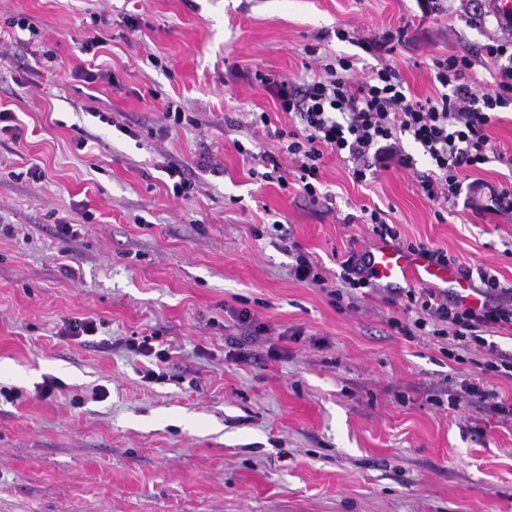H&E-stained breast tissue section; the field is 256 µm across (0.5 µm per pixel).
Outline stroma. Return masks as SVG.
Wrapping results in <instances>:
<instances>
[{"instance_id":"1","label":"stroma","mask_w":512,"mask_h":512,"mask_svg":"<svg viewBox=\"0 0 512 512\" xmlns=\"http://www.w3.org/2000/svg\"><path fill=\"white\" fill-rule=\"evenodd\" d=\"M499 37L484 0H0V386L22 394L0 401V512H512V422L448 402L470 381L510 405L512 379L391 328L416 280L328 294L378 242L366 208L512 284V213L485 209L512 185V105L454 208L423 194L408 140L412 167L362 182L324 152L312 198L254 78L299 84L344 56L354 79L388 65L433 98L452 55L489 84ZM299 253L325 286L294 277ZM85 317L96 332L69 337ZM144 336L167 361L127 348Z\"/></svg>"}]
</instances>
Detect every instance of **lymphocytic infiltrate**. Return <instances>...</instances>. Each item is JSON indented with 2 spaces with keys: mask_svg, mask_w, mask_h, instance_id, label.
<instances>
[{
  "mask_svg": "<svg viewBox=\"0 0 512 512\" xmlns=\"http://www.w3.org/2000/svg\"><path fill=\"white\" fill-rule=\"evenodd\" d=\"M485 51L494 62L490 88L464 83L473 62L451 56L435 62V79L443 94L425 100L408 94L399 74L387 66L372 69L363 80H353L349 72L354 64L347 58L325 65L324 76L300 86L262 77L280 110L294 121L291 130L279 131L278 136L297 165L304 191L311 196L316 193L322 148L348 154L352 175L361 181L394 164L411 166L401 147L402 137L407 136L430 164L420 182L423 193L432 200L455 203L462 193L460 171L488 162L493 147L486 128L498 108L512 103V49L497 43L487 45ZM462 274L468 280L479 279L486 306L474 309L431 288L411 289L406 297L419 313L404 333L411 337L431 332L448 339L455 352L481 347L487 354L485 369L512 379V353L499 350L485 337L490 329L512 327V286L481 267L464 268Z\"/></svg>",
  "mask_w": 512,
  "mask_h": 512,
  "instance_id": "obj_1",
  "label": "lymphocytic infiltrate"
}]
</instances>
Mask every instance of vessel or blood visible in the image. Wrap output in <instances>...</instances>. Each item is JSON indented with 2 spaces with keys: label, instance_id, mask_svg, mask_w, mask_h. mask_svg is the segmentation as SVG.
Returning a JSON list of instances; mask_svg holds the SVG:
<instances>
[{
  "label": "vessel or blood",
  "instance_id": "1",
  "mask_svg": "<svg viewBox=\"0 0 512 512\" xmlns=\"http://www.w3.org/2000/svg\"><path fill=\"white\" fill-rule=\"evenodd\" d=\"M368 270L373 280L393 287L409 277H417L448 289L465 305L482 307L483 298L474 293L469 283L454 266L437 265L419 253L403 250L391 243L377 245L367 255Z\"/></svg>",
  "mask_w": 512,
  "mask_h": 512
}]
</instances>
